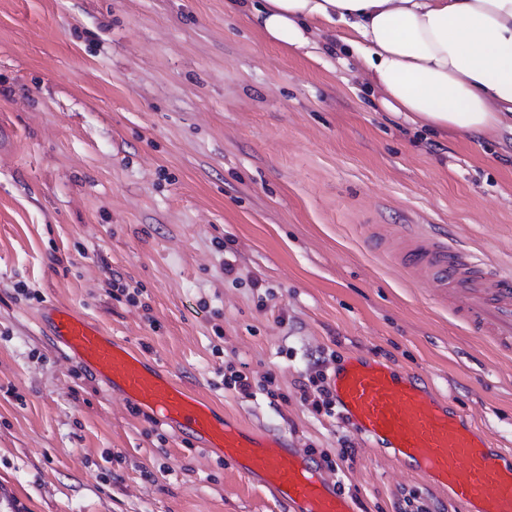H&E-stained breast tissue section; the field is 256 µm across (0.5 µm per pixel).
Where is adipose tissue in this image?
I'll return each instance as SVG.
<instances>
[{
  "mask_svg": "<svg viewBox=\"0 0 512 512\" xmlns=\"http://www.w3.org/2000/svg\"><path fill=\"white\" fill-rule=\"evenodd\" d=\"M270 44L318 61L348 46L379 105L417 127L482 134L512 118V0H224Z\"/></svg>",
  "mask_w": 512,
  "mask_h": 512,
  "instance_id": "adipose-tissue-1",
  "label": "adipose tissue"
}]
</instances>
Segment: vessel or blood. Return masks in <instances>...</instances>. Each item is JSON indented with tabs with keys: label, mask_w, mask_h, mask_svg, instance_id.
<instances>
[{
	"label": "vessel or blood",
	"mask_w": 512,
	"mask_h": 512,
	"mask_svg": "<svg viewBox=\"0 0 512 512\" xmlns=\"http://www.w3.org/2000/svg\"><path fill=\"white\" fill-rule=\"evenodd\" d=\"M379 246L409 276L435 286L442 305L473 335L500 354L512 353V276L449 245L438 232L404 228ZM46 317L57 348L126 400L220 451L290 512H356L355 501L324 474L321 462L284 436L245 429L70 309L53 306ZM331 386L342 418L356 434L447 492L459 512H512V463H500V451L423 375L358 356L334 369Z\"/></svg>",
	"instance_id": "obj_1"
}]
</instances>
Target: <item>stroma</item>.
<instances>
[{"label":"stroma","mask_w":512,"mask_h":512,"mask_svg":"<svg viewBox=\"0 0 512 512\" xmlns=\"http://www.w3.org/2000/svg\"><path fill=\"white\" fill-rule=\"evenodd\" d=\"M0 126V512H287L58 349L59 304L247 427L317 456L350 440L330 475L359 512L405 489L457 508L312 413L316 359L421 373L512 453V355L372 246L414 224L512 274V131L413 128L356 66L285 52L224 0H0ZM230 364L279 398L224 388Z\"/></svg>","instance_id":"1"}]
</instances>
